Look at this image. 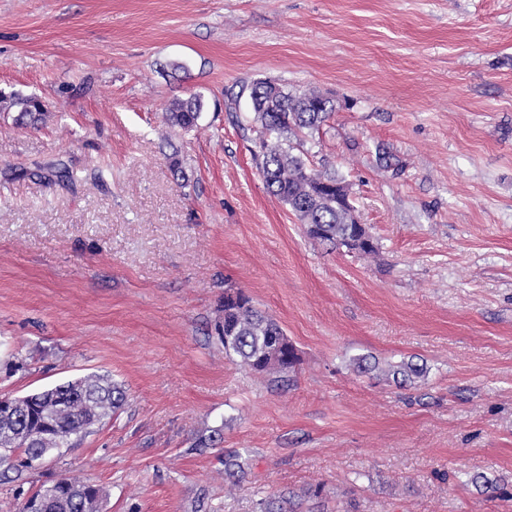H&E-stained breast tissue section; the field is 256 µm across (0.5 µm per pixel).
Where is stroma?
Returning a JSON list of instances; mask_svg holds the SVG:
<instances>
[{
  "mask_svg": "<svg viewBox=\"0 0 512 512\" xmlns=\"http://www.w3.org/2000/svg\"><path fill=\"white\" fill-rule=\"evenodd\" d=\"M259 80L334 100L300 148L376 256L268 193ZM0 91L49 108L0 107V396L92 373L128 396L5 466L0 512L64 477L102 512H258L318 484L296 512H512L469 481H512V0H0ZM193 94L198 129L168 126ZM229 289L279 322L291 377L225 356ZM367 355L428 373L380 383L352 370ZM9 106H19L15 122L18 125L38 126L43 123L47 115L46 104L36 96H16L11 95Z\"/></svg>",
  "mask_w": 512,
  "mask_h": 512,
  "instance_id": "obj_1",
  "label": "stroma"
}]
</instances>
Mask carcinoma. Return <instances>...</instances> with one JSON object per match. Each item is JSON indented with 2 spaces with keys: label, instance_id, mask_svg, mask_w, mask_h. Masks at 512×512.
Listing matches in <instances>:
<instances>
[{
  "label": "carcinoma",
  "instance_id": "cac0c4a2",
  "mask_svg": "<svg viewBox=\"0 0 512 512\" xmlns=\"http://www.w3.org/2000/svg\"><path fill=\"white\" fill-rule=\"evenodd\" d=\"M265 81L253 83L251 111L263 133L259 169L269 192L287 205L309 226V237L346 247L368 256L377 246L368 230L351 223L350 208L339 193L342 178L307 166L304 153L296 147H283L288 136L303 130H317L336 110L329 98L315 91H287L278 87L269 95ZM20 107L15 122L36 126L44 122L46 104L36 96L9 98L0 94V103ZM206 108L204 97L193 94L173 101L165 120L172 127L189 131L196 128ZM224 354L241 359L251 370L266 374H289L299 357L281 326L258 310L249 297L238 292L236 300L224 303ZM359 373L385 378L401 387H413L427 376V367L414 358L380 366L372 356L352 359ZM124 387L99 375H86L56 384L22 397L11 398L9 410H0V460L14 453L25 457L31 467L86 434L104 418L125 405ZM470 483L493 499L507 490V484L484 472L470 475ZM34 495L43 500L45 512H99L100 488L86 481L63 478L39 489Z\"/></svg>",
  "mask_w": 512,
  "mask_h": 512
}]
</instances>
